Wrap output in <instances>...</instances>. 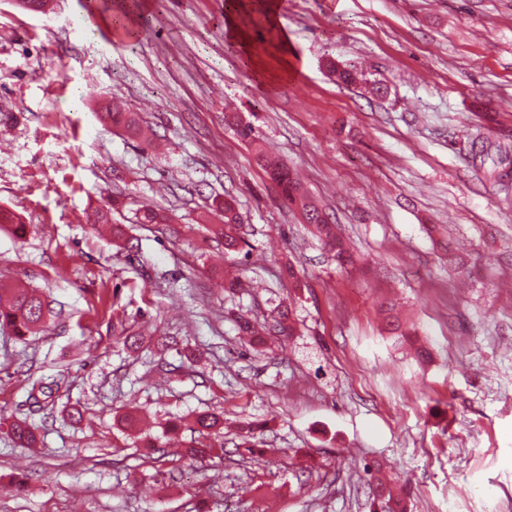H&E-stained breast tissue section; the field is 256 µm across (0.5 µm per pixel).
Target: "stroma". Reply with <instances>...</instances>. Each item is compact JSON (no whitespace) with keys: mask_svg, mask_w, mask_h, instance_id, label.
<instances>
[{"mask_svg":"<svg viewBox=\"0 0 512 512\" xmlns=\"http://www.w3.org/2000/svg\"><path fill=\"white\" fill-rule=\"evenodd\" d=\"M112 2L0 0V207L27 226L0 225V276L50 308L27 341L0 328V512H374L375 468L408 512H512V173L492 172L503 150L512 170V0H279L288 49L264 60L300 68L271 87L229 47L225 0H148L133 36ZM330 61L362 81L338 84ZM112 100L160 148L101 123ZM228 112L298 174L355 265ZM118 194L116 245L90 218ZM225 196L243 219L232 254L205 221ZM143 207L167 223H138ZM390 301L431 362L387 332ZM282 302L295 336L238 334V316ZM132 408L138 425L120 426ZM202 411L224 417L220 453L139 455L175 419L189 445ZM252 421L268 424L258 462L234 452ZM264 166L267 175L281 189L284 198L296 206L306 224L313 227L324 248L335 252L338 265L344 267L352 264V253L340 240L336 225L332 224L329 216L311 201L301 183L292 176L290 169L280 164Z\"/></svg>","mask_w":512,"mask_h":512,"instance_id":"stroma-1","label":"stroma"}]
</instances>
